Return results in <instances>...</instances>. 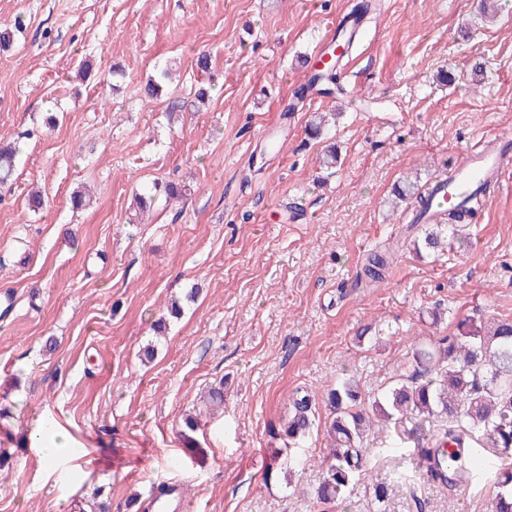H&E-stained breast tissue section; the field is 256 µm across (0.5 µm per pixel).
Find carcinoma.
<instances>
[{
    "label": "carcinoma",
    "mask_w": 512,
    "mask_h": 512,
    "mask_svg": "<svg viewBox=\"0 0 512 512\" xmlns=\"http://www.w3.org/2000/svg\"><path fill=\"white\" fill-rule=\"evenodd\" d=\"M310 85L333 93L336 71L325 67L312 74ZM18 147L0 146V185L11 181ZM488 185L475 187L461 204L448 210L442 222L425 230L421 246L434 249L447 234L456 230L486 201ZM398 199L416 212L412 224L420 223L430 201L415 182L405 183ZM399 246H391L373 254L364 268V276L376 282L393 263ZM334 417L329 424L335 448L325 464L322 482L314 497L318 502L333 503L342 497L350 484L366 471V436L378 426H386L409 413L445 416L448 421L464 423L467 434L482 444L480 448L454 447L460 433L448 430L439 435L433 457L443 460L445 473L430 469L429 477H441L448 484L473 470L474 461L487 452L497 460L495 491L489 512H512V321L497 323L484 330L473 318L458 323V334L446 336L438 345L421 349L414 358L411 372L400 379L383 396L365 407L358 385L340 378L327 391ZM311 401L304 395L294 400V414L288 421L286 434L298 439L309 432Z\"/></svg>",
    "instance_id": "carcinoma-1"
}]
</instances>
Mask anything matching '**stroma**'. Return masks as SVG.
Returning a JSON list of instances; mask_svg holds the SVG:
<instances>
[{"mask_svg":"<svg viewBox=\"0 0 512 512\" xmlns=\"http://www.w3.org/2000/svg\"><path fill=\"white\" fill-rule=\"evenodd\" d=\"M355 2L0 0L1 27L24 21L0 50V142L20 145L0 186V293L14 301L0 320V512H135L129 500L173 478L189 512H487L490 469L448 487L417 468L449 426L440 417L367 437L392 480L384 503L367 474L343 500L312 497L336 377L370 402L418 344L468 316L512 320V167L435 251H415L410 208L393 204L403 179L428 184L482 136L512 135V0L492 21L481 0H381L340 90L296 98ZM166 66L175 79L148 98ZM315 112L336 113L329 138L308 137ZM332 142L341 163L327 170ZM171 182L191 195L156 192L136 218L133 193ZM80 190L90 201L76 210ZM396 239L385 281L360 284ZM217 385L224 409L210 415ZM299 391L313 425L295 463L267 475ZM195 413L194 454L182 429ZM41 416L74 439L51 476L26 444Z\"/></svg>","mask_w":512,"mask_h":512,"instance_id":"obj_1","label":"stroma"}]
</instances>
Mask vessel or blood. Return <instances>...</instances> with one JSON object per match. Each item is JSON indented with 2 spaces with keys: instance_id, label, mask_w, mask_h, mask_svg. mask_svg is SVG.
Instances as JSON below:
<instances>
[{
  "instance_id": "obj_1",
  "label": "vessel or blood",
  "mask_w": 512,
  "mask_h": 512,
  "mask_svg": "<svg viewBox=\"0 0 512 512\" xmlns=\"http://www.w3.org/2000/svg\"><path fill=\"white\" fill-rule=\"evenodd\" d=\"M511 156V137L499 135L481 139L468 151L460 166L437 176L431 183L430 219H437L439 209L446 204L464 199L477 184L498 181L505 161ZM170 487L171 493L166 499L149 503L150 512H187L189 504L181 483L171 482Z\"/></svg>"
}]
</instances>
